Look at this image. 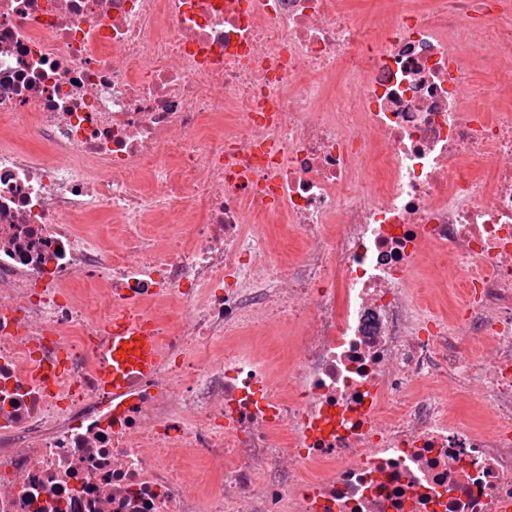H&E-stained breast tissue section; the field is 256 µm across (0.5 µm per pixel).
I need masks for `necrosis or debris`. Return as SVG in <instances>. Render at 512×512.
Listing matches in <instances>:
<instances>
[{
    "mask_svg": "<svg viewBox=\"0 0 512 512\" xmlns=\"http://www.w3.org/2000/svg\"><path fill=\"white\" fill-rule=\"evenodd\" d=\"M495 100L512 0H0V512H512ZM120 349L124 353L119 354ZM157 360V338L149 327L134 317L114 321L108 346L101 352L95 370V386L99 391L120 393L133 377L151 372Z\"/></svg>",
    "mask_w": 512,
    "mask_h": 512,
    "instance_id": "1",
    "label": "necrosis or debris"
}]
</instances>
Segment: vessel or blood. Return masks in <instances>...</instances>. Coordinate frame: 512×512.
I'll return each mask as SVG.
<instances>
[{
    "instance_id": "b4317fda",
    "label": "vessel or blood",
    "mask_w": 512,
    "mask_h": 512,
    "mask_svg": "<svg viewBox=\"0 0 512 512\" xmlns=\"http://www.w3.org/2000/svg\"><path fill=\"white\" fill-rule=\"evenodd\" d=\"M157 360V338L149 327L134 317L114 321L109 343L95 370V386L108 393H120L133 377L151 372Z\"/></svg>"
}]
</instances>
